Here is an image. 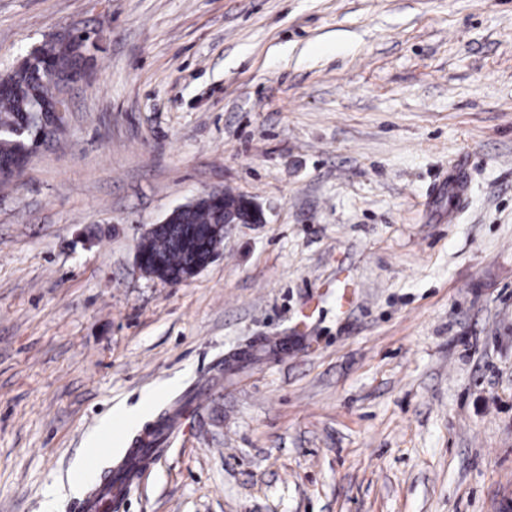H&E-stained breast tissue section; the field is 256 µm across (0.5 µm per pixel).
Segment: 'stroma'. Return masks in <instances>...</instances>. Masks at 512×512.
Listing matches in <instances>:
<instances>
[{
	"instance_id": "obj_1",
	"label": "stroma",
	"mask_w": 512,
	"mask_h": 512,
	"mask_svg": "<svg viewBox=\"0 0 512 512\" xmlns=\"http://www.w3.org/2000/svg\"><path fill=\"white\" fill-rule=\"evenodd\" d=\"M64 33L63 130L0 184V512L183 406L120 512H505L512 0H0V74ZM213 189L264 223L142 276ZM223 198V190H211L201 193L187 204L175 208L162 222L151 225L146 233L147 236L153 229L162 224H171L173 227L161 234H152L137 243L135 263L138 272L149 278H155L151 269L163 280L177 281L188 273L190 266L200 258L206 257L207 239L203 231L211 224H261L264 223V215L261 209L250 199L235 196L224 192V199L232 204L240 203L243 209L249 214V222H239L235 211L228 212L222 204L206 205L190 211L172 224L177 214L189 207L201 202L218 203ZM242 200V201H241ZM142 252V253H141ZM145 257H143V255ZM149 266L147 265V263Z\"/></svg>"
}]
</instances>
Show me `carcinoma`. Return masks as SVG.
Segmentation results:
<instances>
[{
  "label": "carcinoma",
  "instance_id": "1",
  "mask_svg": "<svg viewBox=\"0 0 512 512\" xmlns=\"http://www.w3.org/2000/svg\"><path fill=\"white\" fill-rule=\"evenodd\" d=\"M82 65L81 47H64L51 40L0 76V83L9 86L0 93L1 161L28 155L34 113L62 95L63 88L80 73ZM223 221L224 205L200 206L165 232L145 237L141 252L159 278L180 280L193 263L206 257L207 239L203 231Z\"/></svg>",
  "mask_w": 512,
  "mask_h": 512
}]
</instances>
